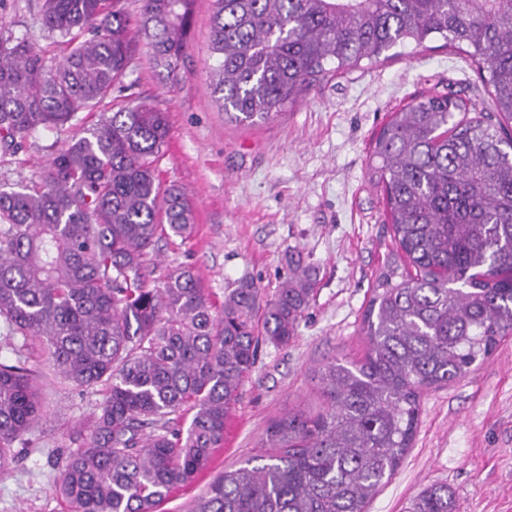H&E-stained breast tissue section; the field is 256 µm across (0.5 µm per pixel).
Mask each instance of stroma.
<instances>
[{"instance_id": "1", "label": "stroma", "mask_w": 512, "mask_h": 512, "mask_svg": "<svg viewBox=\"0 0 512 512\" xmlns=\"http://www.w3.org/2000/svg\"><path fill=\"white\" fill-rule=\"evenodd\" d=\"M212 10L211 0H197L177 83H161L140 52L127 89L112 94V109L145 100L166 112L169 135L156 174L161 184L183 187L194 208L193 238H160L149 267L160 277L193 265L220 304L243 280L271 297L293 258L311 269L315 292L288 347L260 344L228 413L223 447L161 512H192L224 469L259 453L273 421L323 411L318 371L326 362L364 357L363 315L379 269L396 250L382 191L367 174L370 142L391 112L429 93L491 109L471 58L432 39L317 83L272 121L236 124L207 80ZM40 11L41 0H0V35L27 37L49 64L61 63L69 49L48 37ZM95 119L78 113L69 126L38 129L19 152H0V189L35 186L50 156ZM18 360L35 372L46 415L0 469V512H69L55 490L56 460L82 446L102 391L64 379L35 338L0 325V361ZM432 484L447 485L455 512H512V336L464 377L424 393L413 444L366 512H409Z\"/></svg>"}]
</instances>
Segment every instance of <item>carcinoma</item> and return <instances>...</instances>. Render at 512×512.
Masks as SVG:
<instances>
[{"label":"carcinoma","mask_w":512,"mask_h":512,"mask_svg":"<svg viewBox=\"0 0 512 512\" xmlns=\"http://www.w3.org/2000/svg\"><path fill=\"white\" fill-rule=\"evenodd\" d=\"M208 81L230 121H269L327 74L440 37L467 48L494 103L422 95L392 113L370 152L396 258L375 279L360 361L318 372L323 412L289 414L263 451L226 469L193 512H365L411 448L420 397L463 377L512 335V0H213ZM196 0H43L48 35L71 45L46 65L26 37L0 36V149L101 112L42 167L39 189L0 190V319L35 336L74 384L105 387L82 448L58 462L72 512H156L224 444L226 418L260 343L286 347L313 296L293 272L270 299L242 284L212 302L191 265L160 279L147 256L189 238L195 215L154 162L165 113L105 111L137 47L176 80ZM192 412L187 427L179 414ZM24 363L0 362V468L40 419ZM412 512H454L445 484Z\"/></svg>","instance_id":"obj_1"}]
</instances>
